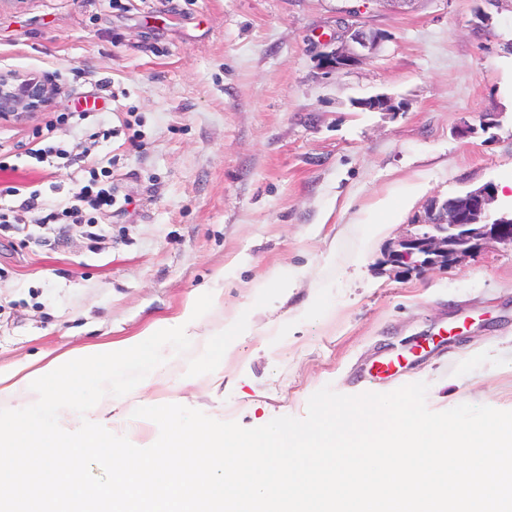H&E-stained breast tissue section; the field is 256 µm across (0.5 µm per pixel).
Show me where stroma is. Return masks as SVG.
<instances>
[{
  "label": "stroma",
  "instance_id": "35a3bbf8",
  "mask_svg": "<svg viewBox=\"0 0 512 512\" xmlns=\"http://www.w3.org/2000/svg\"><path fill=\"white\" fill-rule=\"evenodd\" d=\"M352 5L384 40L348 69L323 68ZM0 71L63 86L55 112L98 106L60 131L73 160L56 167L27 154L53 112L0 120V189L70 206L98 164L118 196L92 238L0 231L1 366L119 344L209 292L190 350L113 410L135 446L159 435L140 406L253 428L305 417L327 385L424 382L436 412L512 411V248L423 273L383 262L421 232L432 199L512 178V0H0ZM377 94L399 112L360 108ZM101 126L112 138L92 139ZM412 183L421 192L366 236L376 204ZM278 267L304 275L282 292L268 285ZM230 321L243 331L217 369L205 348ZM398 353L409 360L396 377L355 385Z\"/></svg>",
  "mask_w": 512,
  "mask_h": 512
}]
</instances>
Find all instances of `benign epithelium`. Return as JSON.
<instances>
[{"label":"benign epithelium","mask_w":512,"mask_h":512,"mask_svg":"<svg viewBox=\"0 0 512 512\" xmlns=\"http://www.w3.org/2000/svg\"><path fill=\"white\" fill-rule=\"evenodd\" d=\"M341 45L322 56L329 70L346 69L373 53L383 41L382 34L366 29L357 11L349 12ZM61 87L34 75L0 73V119H16L52 106ZM376 112H394L397 107L386 95L361 102ZM496 187L488 183L450 201L434 198L418 223L428 230L394 242L386 251L384 264L419 273L449 267L482 247H512V214L496 215L491 204Z\"/></svg>","instance_id":"1"}]
</instances>
